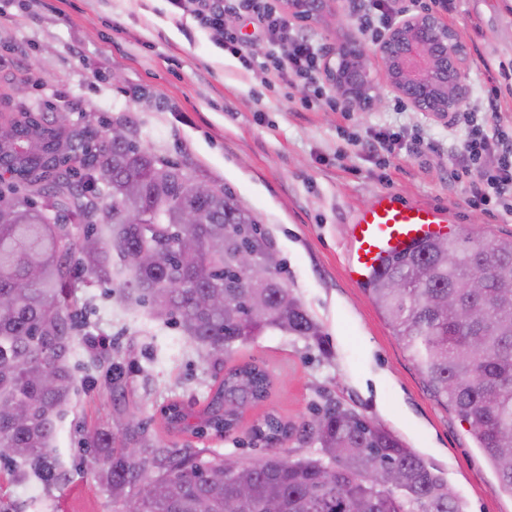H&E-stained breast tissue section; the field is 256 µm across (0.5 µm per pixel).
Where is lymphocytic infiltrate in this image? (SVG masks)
<instances>
[{
	"instance_id": "lymphocytic-infiltrate-1",
	"label": "lymphocytic infiltrate",
	"mask_w": 512,
	"mask_h": 512,
	"mask_svg": "<svg viewBox=\"0 0 512 512\" xmlns=\"http://www.w3.org/2000/svg\"><path fill=\"white\" fill-rule=\"evenodd\" d=\"M169 4L174 21L193 16L201 27L212 31L217 43L238 57L245 68L267 72L285 85L311 88L315 100H322L324 80L320 50L302 27L288 21L274 6L239 0V9L253 15L266 37L267 51L263 58L256 59L244 56L241 40L225 28L224 0H169ZM461 149L474 170L470 186L472 203L512 217V136L498 125L477 126L468 131ZM489 155L495 158L490 165L485 162Z\"/></svg>"
}]
</instances>
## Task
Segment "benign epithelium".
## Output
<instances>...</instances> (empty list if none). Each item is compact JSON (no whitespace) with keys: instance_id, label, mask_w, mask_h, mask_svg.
Returning <instances> with one entry per match:
<instances>
[{"instance_id":"benign-epithelium-1","label":"benign epithelium","mask_w":512,"mask_h":512,"mask_svg":"<svg viewBox=\"0 0 512 512\" xmlns=\"http://www.w3.org/2000/svg\"><path fill=\"white\" fill-rule=\"evenodd\" d=\"M288 14L298 22L336 14V0H282ZM386 65V79L402 103L442 118L459 110L467 94L464 47L458 33L436 12L405 16L377 45ZM324 79L335 86L349 109H373L374 78L362 39L349 35L328 50L322 64ZM237 265L246 272L264 273L270 262L250 251L236 254Z\"/></svg>"}]
</instances>
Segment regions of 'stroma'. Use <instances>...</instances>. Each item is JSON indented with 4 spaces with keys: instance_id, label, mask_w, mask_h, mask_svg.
I'll list each match as a JSON object with an SVG mask.
<instances>
[{
    "instance_id": "35a3bbf8",
    "label": "stroma",
    "mask_w": 512,
    "mask_h": 512,
    "mask_svg": "<svg viewBox=\"0 0 512 512\" xmlns=\"http://www.w3.org/2000/svg\"><path fill=\"white\" fill-rule=\"evenodd\" d=\"M168 9L167 0H0V112L10 111L7 98L23 80L28 102L104 132L130 119L143 146L229 187L271 236L282 278L322 339L266 331L204 362L176 326L145 310L124 314L105 287L78 289L83 337L106 338L110 352L82 347L74 356L79 386L55 438L65 477L43 485L35 502L25 485L0 477V501L22 512H114L88 446L120 414L136 412L171 449L206 448L250 463L267 454L251 433L265 415L297 425L334 404L391 431L434 466L462 512H512V495L499 491L467 424L428 392L365 281L347 266L352 220L383 193L448 211L457 234L512 236V219L470 205L460 153L472 123L512 127V0H458L445 14L465 46L467 101L492 87L499 100L497 114L459 111L444 121L396 102L374 44L366 49L381 106L327 111L243 69L212 33L189 16L174 24ZM481 59L488 67L479 71ZM382 126L401 137L398 154L363 150ZM111 356L131 369L121 397L105 378ZM248 362L268 368L272 387L236 430L203 439L166 430L163 406L203 410L224 375Z\"/></svg>"
}]
</instances>
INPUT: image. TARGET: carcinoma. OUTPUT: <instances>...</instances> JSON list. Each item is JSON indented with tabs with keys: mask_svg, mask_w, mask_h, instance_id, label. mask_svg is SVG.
Segmentation results:
<instances>
[{
	"mask_svg": "<svg viewBox=\"0 0 512 512\" xmlns=\"http://www.w3.org/2000/svg\"><path fill=\"white\" fill-rule=\"evenodd\" d=\"M25 184L0 190V465L17 482L62 476L53 444L76 392L72 364L81 323L79 284L110 286L125 308L147 307L180 328L203 356L275 330L307 339L320 326L281 278L276 262L262 277L244 274L238 251L275 252L271 237L221 184L205 198L188 193L194 168L160 156L128 129L114 142L94 126L48 121L20 98L0 113V167ZM197 214L194 224L182 213ZM493 280L466 288L479 263ZM402 287H388L391 279ZM372 300L419 368L426 387L470 429L512 493V238H426L384 257L369 277ZM224 296L223 306L208 297ZM105 375L123 393L120 362ZM256 363L231 369L198 416L172 404L167 429L204 437L232 430L242 412L269 396ZM320 445L297 460L273 448L259 463L203 452L176 454L130 415L94 439L99 480L116 512L142 484L158 492L141 512H461L437 470L393 433L336 406L288 425L273 414L253 435L279 443L292 432ZM250 487V494L239 491Z\"/></svg>",
	"mask_w": 512,
	"mask_h": 512,
	"instance_id": "1",
	"label": "carcinoma"
}]
</instances>
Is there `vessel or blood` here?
Returning a JSON list of instances; mask_svg holds the SVG:
<instances>
[{"label":"vessel or blood","instance_id":"b4317fda","mask_svg":"<svg viewBox=\"0 0 512 512\" xmlns=\"http://www.w3.org/2000/svg\"><path fill=\"white\" fill-rule=\"evenodd\" d=\"M447 221V212L403 204L388 194L377 196L353 223L351 275L368 277L382 256L408 249L427 235L442 231Z\"/></svg>","mask_w":512,"mask_h":512}]
</instances>
